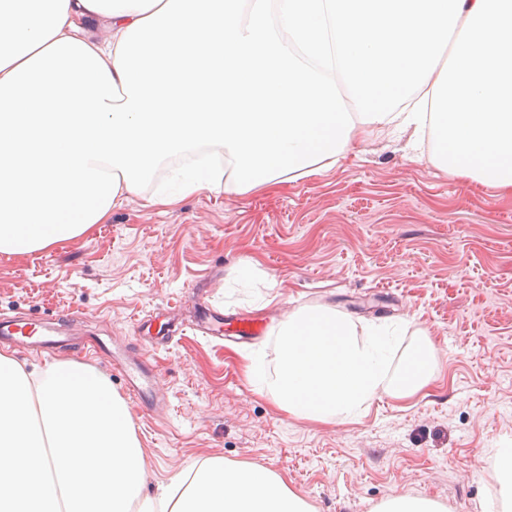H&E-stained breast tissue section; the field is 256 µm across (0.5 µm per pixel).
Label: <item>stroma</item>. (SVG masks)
<instances>
[{
	"instance_id": "1",
	"label": "stroma",
	"mask_w": 512,
	"mask_h": 512,
	"mask_svg": "<svg viewBox=\"0 0 512 512\" xmlns=\"http://www.w3.org/2000/svg\"><path fill=\"white\" fill-rule=\"evenodd\" d=\"M259 263L253 287L241 262ZM257 315L237 350L197 335L204 304ZM326 303L361 323L428 332L440 363L415 394L375 399L321 424L260 393L250 361L274 366L281 321ZM60 313L156 366L167 405H126L147 467L146 496L219 456L278 473L316 512H372L419 494L481 512L496 494L484 453L512 445V191L441 170L429 148L378 136L332 168L274 188L201 192L174 207L133 199L81 237L0 254V314ZM176 314L162 346L136 320Z\"/></svg>"
}]
</instances>
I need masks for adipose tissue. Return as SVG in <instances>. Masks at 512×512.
I'll list each match as a JSON object with an SVG mask.
<instances>
[{"instance_id": "ef3b65f1", "label": "adipose tissue", "mask_w": 512, "mask_h": 512, "mask_svg": "<svg viewBox=\"0 0 512 512\" xmlns=\"http://www.w3.org/2000/svg\"><path fill=\"white\" fill-rule=\"evenodd\" d=\"M386 129L512 190V0H0L1 254L134 198L307 177ZM490 456L512 512V447ZM146 477L108 375L0 354V512H314L257 464L206 459L149 500Z\"/></svg>"}]
</instances>
